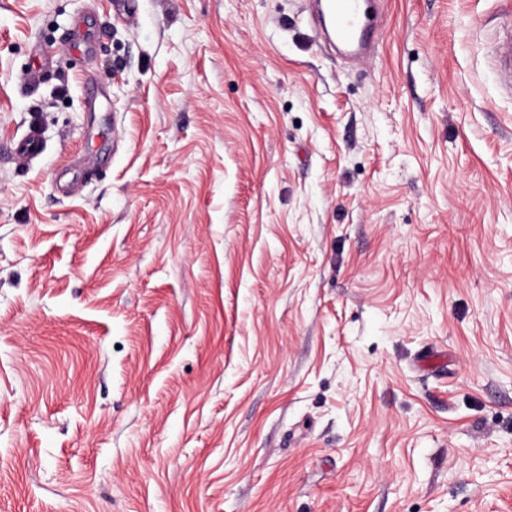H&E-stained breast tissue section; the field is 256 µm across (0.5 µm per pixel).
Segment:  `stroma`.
Segmentation results:
<instances>
[{
	"mask_svg": "<svg viewBox=\"0 0 512 512\" xmlns=\"http://www.w3.org/2000/svg\"><path fill=\"white\" fill-rule=\"evenodd\" d=\"M112 3L0 0V512H512V0ZM325 2V3H323ZM371 0H323L321 15L329 19L330 34L349 50L359 53L372 43Z\"/></svg>",
	"mask_w": 512,
	"mask_h": 512,
	"instance_id": "stroma-1",
	"label": "stroma"
}]
</instances>
